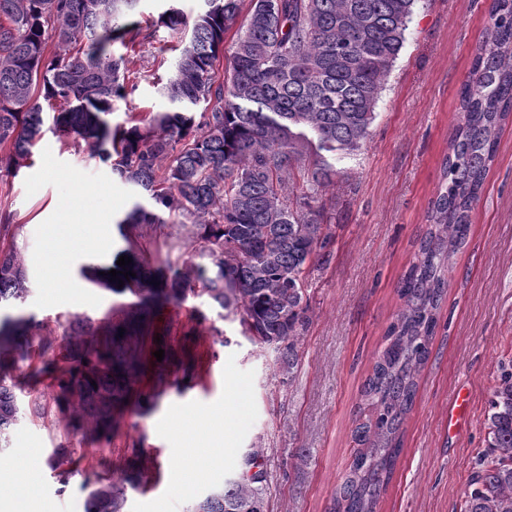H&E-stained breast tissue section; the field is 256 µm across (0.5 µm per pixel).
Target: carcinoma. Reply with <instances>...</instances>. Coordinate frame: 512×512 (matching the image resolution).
Masks as SVG:
<instances>
[{
	"instance_id": "obj_1",
	"label": "carcinoma",
	"mask_w": 512,
	"mask_h": 512,
	"mask_svg": "<svg viewBox=\"0 0 512 512\" xmlns=\"http://www.w3.org/2000/svg\"><path fill=\"white\" fill-rule=\"evenodd\" d=\"M140 2L0 0V172L28 167L50 118L65 144L88 143L140 195L115 221L136 276L118 289L110 268L82 270L91 283L136 301L97 322L75 316L59 339L31 334L34 317L22 309L26 272L11 242L19 225L0 214V437L20 413L12 372L24 363L49 380V392L30 396V416L70 410L92 423L97 442L112 445L120 409L132 401L151 408L159 396L140 388L144 331L161 309L196 291L238 321L249 341L277 350L282 373H294L309 277L335 239L322 193L336 164L367 140L419 0H201L191 17L181 0H167L158 22L185 33L163 86L170 107L113 126L112 102L129 94L128 53L141 44L142 28L126 19ZM243 12L220 74L225 36ZM489 18L459 93L442 184L400 282L403 305L361 391L369 415L354 430L360 450L330 512H379L439 327L451 259L467 239L512 117V0H492ZM49 39L57 47L50 57ZM116 43L126 53L115 55ZM186 222L194 224L200 261L154 266L134 251L130 229ZM150 340L165 350L155 363L158 384L172 371L198 377L188 346ZM489 410L490 455L471 475L464 512H512V369L501 370ZM71 463L68 448L49 456L63 483ZM243 469L239 480L210 488L194 512L268 506L264 449H251ZM148 479L139 458L129 459L118 480L91 490L86 512H124L126 488Z\"/></svg>"
}]
</instances>
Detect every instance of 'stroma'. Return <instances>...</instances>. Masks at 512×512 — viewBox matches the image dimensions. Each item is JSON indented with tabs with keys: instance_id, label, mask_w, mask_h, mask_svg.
I'll return each instance as SVG.
<instances>
[{
	"instance_id": "1",
	"label": "stroma",
	"mask_w": 512,
	"mask_h": 512,
	"mask_svg": "<svg viewBox=\"0 0 512 512\" xmlns=\"http://www.w3.org/2000/svg\"><path fill=\"white\" fill-rule=\"evenodd\" d=\"M491 3L421 0L370 135L356 156L339 164L323 197L336 242L309 279V324L291 380L280 373L273 348L241 336L238 323L207 297L188 295L161 313L155 329L176 344L195 332L197 385L183 387L181 373L171 374L156 407L124 411L108 446L74 429L72 414H21L0 449V469H9L17 449H35V475L21 489L28 512H85L89 492L106 474L100 459L119 467L135 453L154 463L158 479L146 492L128 490L127 512H189L256 446L265 450L269 512H328L358 451L352 434L365 418L361 388L401 306L399 282L441 182L458 92ZM163 5L141 0L137 19L154 34L129 64L137 89L115 101L112 122L168 106L156 79L169 72L179 38L156 24ZM499 141L470 234L452 259L441 328L380 512H461L469 477L487 451L492 389L501 369L512 365V120ZM136 197L88 147H65L49 129L29 167L14 177L0 174V211H10L20 226L15 247L27 274L23 308L34 315L36 334L58 336L72 316L100 319L130 303V296L91 284L81 269L116 263L128 242L113 221ZM164 231L159 240L141 225L131 240L163 264L193 255L192 225L169 224ZM459 392L467 411L452 428L448 414ZM213 422L224 424L223 440L210 430ZM56 448L72 449L76 460L65 483L45 463Z\"/></svg>"
}]
</instances>
